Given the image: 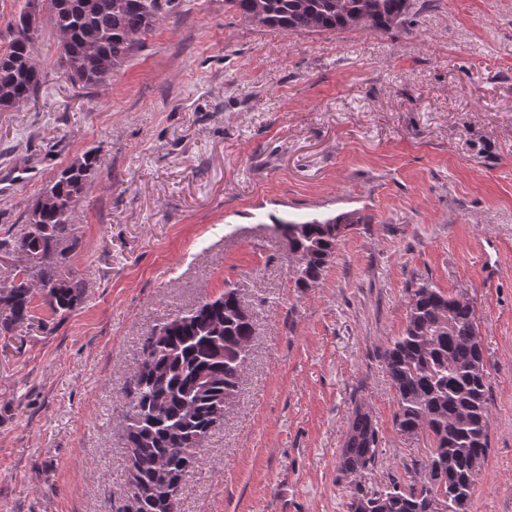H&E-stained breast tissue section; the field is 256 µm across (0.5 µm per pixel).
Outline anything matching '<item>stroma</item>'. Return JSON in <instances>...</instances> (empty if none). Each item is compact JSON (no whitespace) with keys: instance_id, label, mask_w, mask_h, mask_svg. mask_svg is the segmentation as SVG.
<instances>
[{"instance_id":"stroma-1","label":"stroma","mask_w":512,"mask_h":512,"mask_svg":"<svg viewBox=\"0 0 512 512\" xmlns=\"http://www.w3.org/2000/svg\"><path fill=\"white\" fill-rule=\"evenodd\" d=\"M49 16L35 101L0 110V239L89 149L67 241L84 285L0 330V512H108L124 492L122 389L148 332L237 288L256 327L237 398L181 512H348L356 403L376 487L420 479L426 435L394 424L380 353L413 289L471 299L490 449L471 512H512V0H411L386 31L288 34L224 0H172L106 84L60 65ZM355 212L307 291L272 216Z\"/></svg>"}]
</instances>
